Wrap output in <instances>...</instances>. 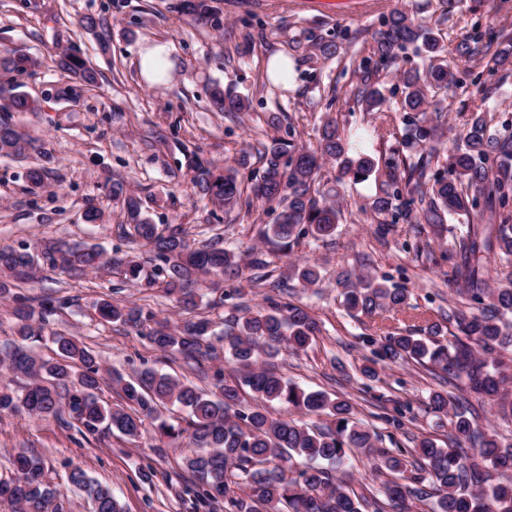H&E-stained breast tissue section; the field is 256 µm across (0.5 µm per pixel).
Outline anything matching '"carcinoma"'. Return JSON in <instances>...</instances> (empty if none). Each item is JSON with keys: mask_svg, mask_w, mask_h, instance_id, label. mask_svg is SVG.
<instances>
[{"mask_svg": "<svg viewBox=\"0 0 512 512\" xmlns=\"http://www.w3.org/2000/svg\"><path fill=\"white\" fill-rule=\"evenodd\" d=\"M212 0H179L174 9L210 24L223 26ZM441 19H432L404 8L383 16L372 37L368 55L353 70L356 80L350 93H332L328 106L353 102L375 119L384 113H401L402 155L380 162L355 146L351 135L335 118L327 116L313 149L297 146L290 138L274 136L257 149L262 173L252 188L244 189L236 167L219 166L192 157L193 188L203 198L227 210L240 204L260 203L275 214L263 236L283 249L301 240L324 239L336 232L344 214L331 197L339 191L320 190L323 162L336 164V183L374 178L371 213L386 234L399 221L430 224L435 231L452 234L451 247L442 254L448 261V280L463 285L460 300L448 307L444 322L412 331L380 326L362 337L373 358L360 368L367 379H378L376 365L398 360L419 365L431 362L446 374L448 390L430 395L437 412L455 409L448 432V446L424 437L414 448L391 451L381 448V435L357 418L356 407L346 398L327 391H308L285 378L275 365L282 350L309 349L320 332L316 319L305 308L269 299L255 310L239 306L224 316V330L216 333L207 318L173 325L137 306L107 299L96 305L105 323L139 328L153 323L147 336L154 350L177 354L198 367L224 354L232 365L231 379L215 369L218 390L213 399L191 383L146 369L127 378L110 373L117 403L100 398L102 368L93 350L75 336L57 335L54 356L43 358L25 346L41 335L53 312L71 305L69 297H38L13 293L10 281L34 278L39 269L96 273L112 270L126 282L146 289L162 288L177 295L185 308L197 306L194 279L240 272L242 256L218 241L191 243L178 230L164 231L151 222L138 195L122 181L108 187L124 215V233L138 251L122 257H105L98 245L54 242L22 243L0 247V298L14 303L18 320L14 343L0 352V366L21 374L27 383L19 390H0V414L20 413L38 420L61 419L62 412L87 436L117 431L128 439L149 424L159 441L175 444L188 440L183 464L192 475L193 492L205 502L224 500V512H399L405 500L419 503L417 512H512V441L493 425L477 423L478 412L469 397L492 402L496 413L512 420V280L497 282L491 263L512 259V121L498 113L475 108L453 150L443 147L440 115H431L435 93L460 83L448 61L439 33ZM358 34L343 32L334 39H310L311 55L341 58V45ZM422 64L400 73L403 97L391 107L380 81V66L395 63L407 50ZM455 57L477 60L493 73L512 66V38L493 34L476 24L455 47ZM34 61L15 51L0 57V113L39 112L41 100L21 91L18 77ZM59 66L69 80L52 88L49 96L77 102L85 90L98 83V72L78 51L66 47ZM211 106L233 115L250 107L249 99L215 85ZM36 150L35 140L0 116V157L26 159ZM52 155L43 150L37 162L25 169L33 192L43 188L53 168ZM464 216L467 224L457 235L447 228L450 217ZM286 279L302 287L320 281L316 266L306 260L289 265ZM343 305L353 314L400 310L407 306V288L377 278L343 270L336 276ZM258 404L243 410L245 396ZM277 402L290 410L325 416L324 425H308L293 418H273L263 407ZM178 406L188 411L186 426L162 416V409ZM368 461L381 479L378 492H357L341 476L352 454ZM16 476L0 479V504L13 512H62L60 490L46 480L41 462L25 454L13 460ZM502 479L489 482V471ZM72 486L92 500L94 512H121L112 490L75 467L68 475Z\"/></svg>", "mask_w": 512, "mask_h": 512, "instance_id": "obj_1", "label": "carcinoma"}]
</instances>
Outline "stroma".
<instances>
[{
	"label": "stroma",
	"mask_w": 512,
	"mask_h": 512,
	"mask_svg": "<svg viewBox=\"0 0 512 512\" xmlns=\"http://www.w3.org/2000/svg\"><path fill=\"white\" fill-rule=\"evenodd\" d=\"M176 0H0V54L27 53L34 67L22 78L26 91L43 97L39 112H15L14 124L37 139L55 157V175L39 194L26 190L24 162L0 157V246L37 240L97 244L107 252L127 251L131 245L121 232L120 210L107 185L123 181L141 197L152 222L181 228L189 240H223L241 252L244 265L237 278L212 276L195 310L184 309L176 296L124 283L119 275L88 273L75 276L39 270L24 285L31 295L69 296L72 305L52 316L40 354L51 355L56 333L80 338L97 355L103 368L134 376L146 368L171 374L209 391L211 378L198 376L180 356L154 351L139 329L100 323L97 302H133L179 325L204 316L223 323L232 305L256 308L267 298L307 307L320 333L307 351L282 352L278 368L307 390H325L352 400L358 417L382 436L384 448H409L414 438L445 441L450 416L434 412L431 392L439 390L433 371L413 362L379 364V377L364 378L359 368L370 356L361 342L371 326L386 323L405 331L441 320L456 296L448 282V265L428 263L423 250L446 251L451 236L435 234L425 224H395L381 234L365 205L370 182H345L340 206L346 216L335 235L308 238L290 253L262 240L273 217L262 207L251 212L227 211L208 204L194 193L189 154L197 152L217 165H240L244 184H252L261 170L256 150L275 130L266 118L276 114L281 128L291 129L295 141L316 145L326 116L339 125L367 129L366 143L377 157L387 158L401 148V122L371 125L356 106H329L333 89L348 88L352 76L343 61H360L379 29L381 18L393 8H415L420 0H218L223 29L196 22L173 9ZM89 16L103 17L99 32L86 29ZM512 36V0H459L441 28L444 42L455 46L472 22ZM358 33L343 43L342 61L311 57L310 37H329L339 31ZM171 42L170 78L152 87L137 67L140 46ZM71 46L99 72L96 87L75 103L50 100L53 85L62 77L56 62L62 48ZM285 55L294 63L287 85L274 83L268 73L272 57ZM461 86L440 96L449 138H456L480 96L467 81L469 73H483L476 61L456 63ZM218 83L248 96L249 111L227 116L211 111V84ZM101 209L105 221L87 224V205ZM264 253L273 275L288 264L305 259L318 265L319 285L274 290L258 282L251 268L252 252ZM352 269L385 276L411 292L401 312L371 317L352 316L342 304L336 274ZM403 414V428L386 423V416ZM185 445L158 447L152 428L136 440L118 434L83 436L76 425L0 415V476L9 477L20 454L37 457L46 481L62 491L64 512H92L82 495L67 488V475L80 467L111 488L122 512H224L223 504L209 506L187 493L183 457Z\"/></svg>",
	"instance_id": "obj_1"
}]
</instances>
